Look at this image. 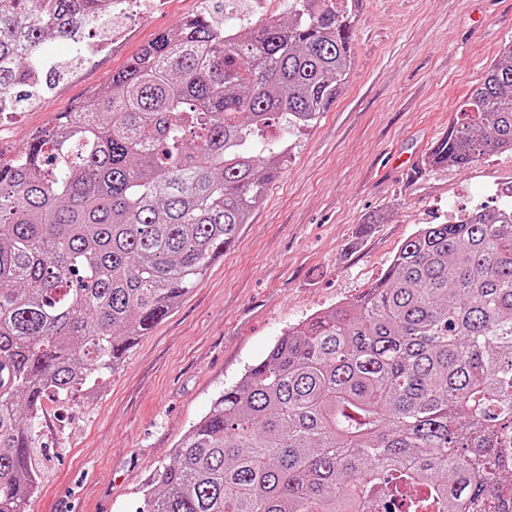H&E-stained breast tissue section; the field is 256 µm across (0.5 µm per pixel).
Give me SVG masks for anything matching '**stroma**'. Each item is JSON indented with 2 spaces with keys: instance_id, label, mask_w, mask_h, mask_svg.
Wrapping results in <instances>:
<instances>
[{
  "instance_id": "stroma-1",
  "label": "stroma",
  "mask_w": 512,
  "mask_h": 512,
  "mask_svg": "<svg viewBox=\"0 0 512 512\" xmlns=\"http://www.w3.org/2000/svg\"><path fill=\"white\" fill-rule=\"evenodd\" d=\"M248 0H165L134 33L71 65L67 42L41 88L20 86L0 120V156L23 152L55 115L88 97L143 46L185 18L240 15ZM512 39V0H365L356 66L342 94L304 129L267 128L288 164L235 242L112 373L42 416L51 455L30 512H139L176 442L281 333L350 302L425 224L475 205H512V152L468 168L426 157Z\"/></svg>"
}]
</instances>
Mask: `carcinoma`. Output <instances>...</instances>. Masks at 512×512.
Segmentation results:
<instances>
[{
    "label": "carcinoma",
    "mask_w": 512,
    "mask_h": 512,
    "mask_svg": "<svg viewBox=\"0 0 512 512\" xmlns=\"http://www.w3.org/2000/svg\"><path fill=\"white\" fill-rule=\"evenodd\" d=\"M224 40L159 34L0 160V512H30L40 412L110 373L229 248L355 67L362 0ZM109 0H0V90ZM512 151V41L432 167ZM512 206L418 228L355 300L288 328L177 441L140 512H512Z\"/></svg>",
    "instance_id": "carcinoma-1"
}]
</instances>
